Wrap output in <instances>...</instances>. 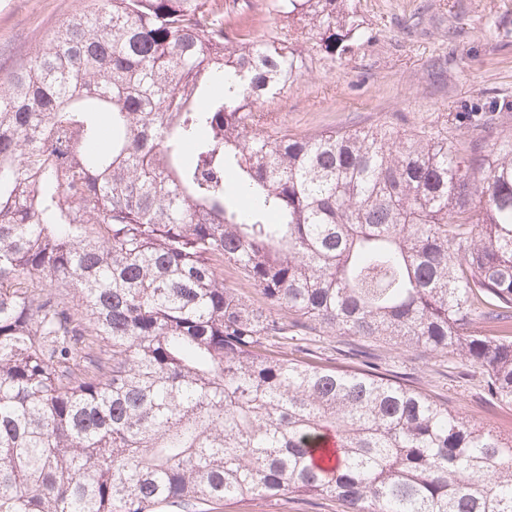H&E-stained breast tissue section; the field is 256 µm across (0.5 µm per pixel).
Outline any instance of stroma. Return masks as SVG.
<instances>
[{
    "instance_id": "obj_1",
    "label": "stroma",
    "mask_w": 512,
    "mask_h": 512,
    "mask_svg": "<svg viewBox=\"0 0 512 512\" xmlns=\"http://www.w3.org/2000/svg\"><path fill=\"white\" fill-rule=\"evenodd\" d=\"M272 0H238L251 36H285L308 69L262 110L274 126L305 136L333 128L394 127L400 133L441 131L463 145L493 142L512 131V109L478 131L453 121L488 101L512 106V0H353L370 38L343 58L323 55L300 23L276 13ZM91 0H0V74L25 58L65 16ZM322 364L374 367L423 392L473 423L512 437V406L494 405L474 364L452 368L447 356L406 350L383 340L309 333ZM222 512H337L334 504L294 496L225 503Z\"/></svg>"
}]
</instances>
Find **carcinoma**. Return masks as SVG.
I'll return each instance as SVG.
<instances>
[{
    "label": "carcinoma",
    "mask_w": 512,
    "mask_h": 512,
    "mask_svg": "<svg viewBox=\"0 0 512 512\" xmlns=\"http://www.w3.org/2000/svg\"><path fill=\"white\" fill-rule=\"evenodd\" d=\"M274 7L333 58L366 37L350 0ZM247 23L94 0L0 77V512H512V439L288 352L389 339L512 406V133L270 129L305 57ZM224 282L234 288H239L250 300L262 303L260 293L247 281L240 269L233 265L224 264ZM334 504L309 497L288 496L224 503L221 512H337Z\"/></svg>",
    "instance_id": "cac0c4a2"
}]
</instances>
